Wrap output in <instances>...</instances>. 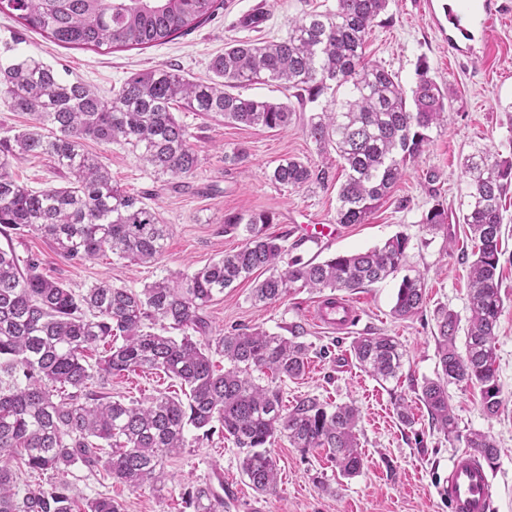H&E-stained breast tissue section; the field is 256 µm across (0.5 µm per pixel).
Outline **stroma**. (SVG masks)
I'll list each match as a JSON object with an SVG mask.
<instances>
[{"label": "stroma", "mask_w": 512, "mask_h": 512, "mask_svg": "<svg viewBox=\"0 0 512 512\" xmlns=\"http://www.w3.org/2000/svg\"><path fill=\"white\" fill-rule=\"evenodd\" d=\"M456 2L390 0L367 37L368 58L395 73L404 87L414 85L418 64L427 63L431 76L448 90L449 112L445 127L431 131L430 144L409 163L368 223L341 225L339 235L329 242L301 240L298 224L336 222V182L287 189L267 177L288 156L318 166L335 163V152H320L307 132L310 115L330 100L325 94L316 102L296 104L293 121L283 130L249 128L176 109L200 157L194 176L183 181H158L120 145L86 142V149L101 156L109 168L113 184L149 196L161 222L168 224L163 255L154 264L135 266L112 255L74 264L36 233L9 240L0 235L1 245L12 242L22 257L38 255L45 276L77 291L102 280L139 290L166 276L193 273L241 244L240 234L224 230V218L230 214H270L273 222L267 234L284 239L289 259L305 262L366 250L398 234L409 239L401 276L347 293L359 314L358 323L348 329L332 330L315 322L309 311L323 295L306 288H293L273 303L254 304L253 285L265 277L261 270L252 280L216 295L206 309L214 335L235 326H260L281 335L302 327V340L310 347L308 365L301 378L280 381L283 403L291 406L306 397L332 405L355 403L361 412L358 439L363 458L357 476L341 477L325 450L304 451L281 436L271 447L279 468L277 490L257 494L240 471L239 448L217 428L203 439L189 431L188 447L163 457L166 480L161 487L133 489L80 466L69 476L76 493L111 496L120 512H190L186 488L219 476L224 480V512H449L441 493L448 467L464 451V435L481 431L490 434L500 450L492 467L493 512H512V187L502 210L504 308L495 339L502 411L487 418L479 389L449 385L461 434L460 441L452 443L432 428L415 393L437 374L436 309L448 307L463 322L470 315L472 242L467 226L457 220L466 181L464 158L472 146L488 143L502 155L512 154V0H480L487 24L474 28L469 37L448 20L447 8ZM335 6L336 0H221L212 20L161 45L96 52L64 47L31 31L16 51L38 56L62 78L84 82L108 96L130 75L151 69H174L196 81L208 80L209 61L226 43L284 37L289 20ZM237 148L245 150V159L235 165L225 162V153ZM438 205L447 210L450 221L428 228L424 218ZM405 274L423 275L426 300L420 313L401 320L391 310ZM380 333L394 336L404 351L400 379L386 384L362 371L350 353L356 338ZM107 390L113 398L130 401L175 394L179 386L163 375L139 371L113 376ZM400 398L411 407L413 425L397 418L395 403ZM325 483L330 492L322 491Z\"/></svg>", "instance_id": "1"}]
</instances>
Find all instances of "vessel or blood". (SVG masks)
Returning a JSON list of instances; mask_svg holds the SVG:
<instances>
[{
	"label": "vessel or blood",
	"mask_w": 512,
	"mask_h": 512,
	"mask_svg": "<svg viewBox=\"0 0 512 512\" xmlns=\"http://www.w3.org/2000/svg\"><path fill=\"white\" fill-rule=\"evenodd\" d=\"M317 322L326 326L344 328L356 311L350 303L339 300L335 305L320 302L313 312ZM490 470L474 454L456 455L448 469V484L444 493L451 512H489L491 506Z\"/></svg>",
	"instance_id": "b4317fda"
}]
</instances>
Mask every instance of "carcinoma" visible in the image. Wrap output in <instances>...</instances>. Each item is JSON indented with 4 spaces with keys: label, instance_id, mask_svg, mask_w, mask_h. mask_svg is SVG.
<instances>
[{
    "label": "carcinoma",
    "instance_id": "carcinoma-1",
    "mask_svg": "<svg viewBox=\"0 0 512 512\" xmlns=\"http://www.w3.org/2000/svg\"><path fill=\"white\" fill-rule=\"evenodd\" d=\"M388 5L336 0L334 9L291 20L284 38L225 47L212 58L208 81L173 70L144 71L129 76L109 98L81 81L62 79L33 55L0 62V87L11 109L31 117L28 127L0 135V233L35 232L76 264L107 253L134 265L157 262L168 225L144 197L113 186L110 171L84 142L122 145L154 176L185 179L198 168L199 156L173 106L226 123L286 129L295 112L288 103L231 93L243 83L268 82L295 90L300 101L334 93L330 107L309 117L307 132L319 149L332 148L341 161L345 180L337 189L336 223H367L404 177L407 162L424 151L429 131L448 119V91L426 63L418 65L407 91L396 75L367 58V35ZM216 8L217 0H0V13L24 28L97 51L165 43L199 28ZM28 156L46 158L60 182L40 190L19 183L11 163ZM464 168L459 211L477 248L469 269L465 353L456 346L457 315L439 309L441 372L417 389L431 424L450 441L460 434L448 384L479 388L489 418L502 407L495 327L503 308L501 206L512 185V156L479 145L465 157ZM268 178L299 189L325 184L330 171L284 158ZM270 223L266 213L224 218V232H244L240 247L190 275L163 278L139 291L101 281L76 292L45 277L38 257L22 260L12 246L0 248V512H119L109 496H76L66 479L71 469H100L131 488H154L164 479L162 458L188 446L191 428L209 437L215 422L241 450V473L259 494L276 492L279 470L268 445L280 436L304 451L326 449L345 477L360 473L357 406L329 407L307 397L288 408L279 389L253 376L300 378L308 359L300 332L289 338L243 327L209 337L204 311L216 295L260 269L269 275L256 283L253 299L263 304L295 286L353 291L381 282L399 271L409 239L396 235L366 251L319 262L295 259L281 268L288 248L264 232ZM425 300L424 278L406 275L393 314L411 318ZM101 344L106 349L91 359ZM351 352L377 381L399 379L404 352L394 337H358ZM215 356L227 366L217 368ZM136 371L178 381L183 396L161 393L124 402L92 390L96 377ZM465 443L490 465L498 458L484 432L469 433ZM12 461L47 476L48 487L19 490ZM184 496L192 512H224V497L207 482L188 487Z\"/></svg>",
    "mask_w": 512,
    "mask_h": 512
}]
</instances>
